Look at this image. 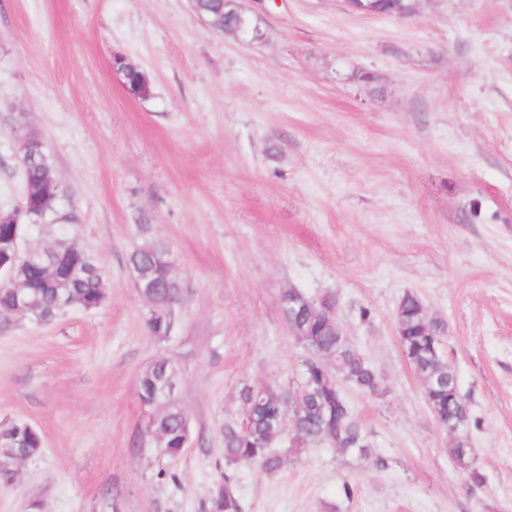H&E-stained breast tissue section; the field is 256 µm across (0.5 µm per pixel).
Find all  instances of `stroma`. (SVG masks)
I'll return each instance as SVG.
<instances>
[{
    "mask_svg": "<svg viewBox=\"0 0 512 512\" xmlns=\"http://www.w3.org/2000/svg\"><path fill=\"white\" fill-rule=\"evenodd\" d=\"M240 3L261 39L213 30L190 0H0V210L23 196V123L107 291L49 324L0 316V423L44 444L0 481V512H207L241 388L301 369L289 287L335 294L380 374V395L342 387L372 454L318 443L274 474L238 466L242 512H512V0H416L405 18ZM147 237L184 288L162 344L128 265ZM408 292L447 327L481 484L403 354ZM161 358L191 425L174 459L141 439L137 380ZM112 70L121 77L122 83L131 95L136 97H147L149 95V79L146 74L141 75L142 78H140V82L137 85H134L132 88L129 87V75L139 73L140 69L130 63L125 57L121 55L113 56Z\"/></svg>",
    "mask_w": 512,
    "mask_h": 512,
    "instance_id": "35a3bbf8",
    "label": "stroma"
}]
</instances>
